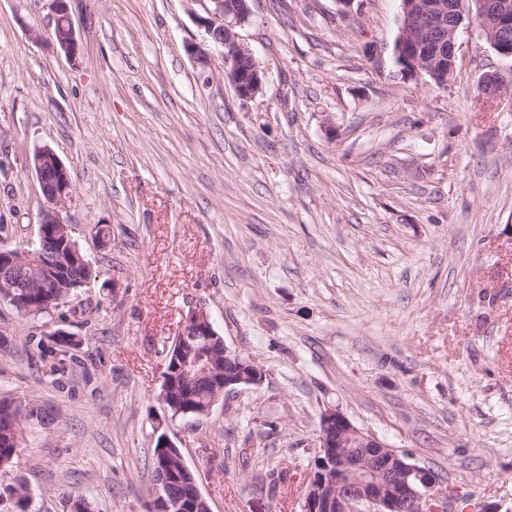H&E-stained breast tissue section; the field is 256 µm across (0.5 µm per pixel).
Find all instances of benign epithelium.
Returning a JSON list of instances; mask_svg holds the SVG:
<instances>
[{
  "mask_svg": "<svg viewBox=\"0 0 512 512\" xmlns=\"http://www.w3.org/2000/svg\"><path fill=\"white\" fill-rule=\"evenodd\" d=\"M199 2L203 13H194L197 25L205 30L210 48L218 51L227 68L237 96L250 99L262 88L263 73L255 63L250 49L239 39L235 28L249 16V6L240 0H190ZM468 0H402L405 27L412 29L409 37L395 42V57L406 65L405 76L414 78L426 71L436 84L448 85L456 70V33L463 21ZM475 20L499 56L512 60V0H473ZM56 45L67 56L78 49L73 21L66 0H56ZM509 88L508 80L499 73L484 77L479 101L491 105ZM33 167L41 184L45 205L41 212L39 231L54 224L53 236L68 244L66 257L80 256L69 225L60 216L73 184L68 169L47 146L35 150ZM209 324L202 311L190 313L179 335L189 346ZM177 371L186 377L205 374L211 362L199 358H182L175 362ZM266 376L262 366L238 351L224 346V387L229 394L240 384L259 385ZM362 446L359 453L351 446ZM318 451L314 458L304 493L303 512H446L450 491L440 485L436 476L424 467L381 440L376 434L355 426L338 408L322 413L319 423ZM166 482L155 483L154 497L149 505L163 504L160 512H172L181 501L167 499Z\"/></svg>",
  "mask_w": 512,
  "mask_h": 512,
  "instance_id": "benign-epithelium-1",
  "label": "benign epithelium"
}]
</instances>
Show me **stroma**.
<instances>
[{
	"mask_svg": "<svg viewBox=\"0 0 512 512\" xmlns=\"http://www.w3.org/2000/svg\"><path fill=\"white\" fill-rule=\"evenodd\" d=\"M0 0V247L36 238L51 148L95 276L24 318L0 301V394L47 407L0 491L30 512H146L156 426L212 512H302L321 413L340 408L461 495L512 512V72L476 21L447 87L404 79L401 0H248L265 78L239 99L189 0ZM104 226L105 239L94 236ZM265 370L200 418L159 393L184 318ZM77 336L52 354L53 332ZM55 1L54 23L56 24V35L59 40L58 42L53 40L65 55L75 56L78 49V41L66 0ZM509 82V84H508ZM511 86V80L500 73L490 74L484 77L480 89L479 101L481 104L492 105L495 100L500 99L503 92Z\"/></svg>",
	"mask_w": 512,
	"mask_h": 512,
	"instance_id": "35a3bbf8",
	"label": "stroma"
}]
</instances>
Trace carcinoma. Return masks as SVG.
<instances>
[{
    "label": "carcinoma",
    "instance_id": "1",
    "mask_svg": "<svg viewBox=\"0 0 512 512\" xmlns=\"http://www.w3.org/2000/svg\"><path fill=\"white\" fill-rule=\"evenodd\" d=\"M53 245L36 243L33 247H25L32 258L12 271L11 279L18 284L16 288H0V300L8 301L17 311L25 316H36L47 313L66 304L74 296L77 288L92 277L93 272L88 264L80 259H71L61 270V279L57 288H33L31 284L35 275L40 272V264L51 265L52 254L49 250ZM53 350L59 355H66L76 347L79 341L67 334H56ZM200 343L202 350L213 354V373L202 375L186 383L181 377L169 373L164 376L161 392L169 417L172 420L184 417H199L211 409L216 387L224 385V356L221 337L203 336ZM47 417L46 412L34 403L20 397L0 396V471L12 467L20 452L16 446L17 432L27 429L35 422L40 423ZM178 448H156L153 451V477L166 475L170 494L191 503L192 512H207L206 504L196 496V478L191 472H184L170 465H179ZM13 499L14 512H28L29 489L21 482L7 488Z\"/></svg>",
    "mask_w": 512,
    "mask_h": 512
}]
</instances>
